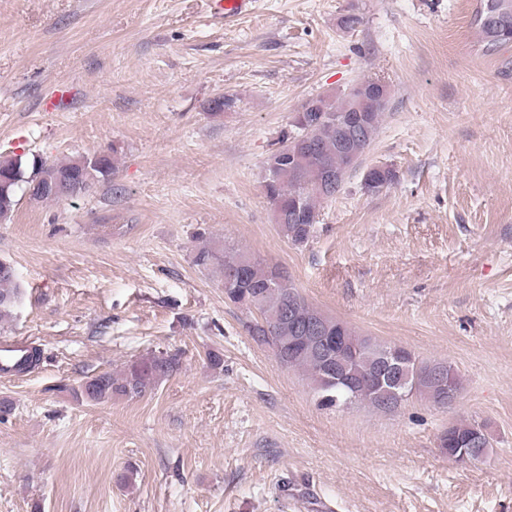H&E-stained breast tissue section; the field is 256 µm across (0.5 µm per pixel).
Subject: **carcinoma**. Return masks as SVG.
I'll return each mask as SVG.
<instances>
[{
	"label": "carcinoma",
	"instance_id": "cac0c4a2",
	"mask_svg": "<svg viewBox=\"0 0 512 512\" xmlns=\"http://www.w3.org/2000/svg\"><path fill=\"white\" fill-rule=\"evenodd\" d=\"M472 25L483 54L496 55L512 47V0H480ZM375 83V79L358 81L333 102L321 96L307 100L294 117L297 135L284 137L282 146L267 157L263 191L271 205L274 223L291 244L308 243L319 223L322 204L342 189L340 184L330 191L321 189L318 182L324 171L329 169L349 177L372 144L387 110V97L371 96L363 101L366 121L355 142L359 158L354 161L337 150L343 133L342 118L352 108L354 91ZM305 135L316 145L317 152L303 154L294 162L283 155V150ZM115 173V161L106 154L95 161L81 157L58 163L23 155L1 158L0 219L10 217L17 205V189L23 184L28 185L31 196L36 199L60 201L71 197V186L63 180L69 178L80 184V192L84 193ZM199 236L204 238V243L195 252L193 264L219 274L225 300L251 314L257 313L258 318L247 324L249 335L261 344L279 349L281 364L304 373L319 406L330 408L361 402L383 412L400 407L396 402H387L384 390L371 378L376 351L388 344L361 335L349 323L310 304L277 267L262 263L239 247H230L219 238H206L202 232ZM242 260L245 265L241 277L230 279V266ZM17 295L15 271L10 264L0 261V322L11 315ZM313 321L320 322L324 335L339 337L342 350L351 355L349 366L339 381L320 361L317 338L294 329L296 325ZM39 360V350L32 347L12 371L27 372L35 368ZM180 367V353L160 352L127 363L118 374L107 371L86 378L74 390V397L79 402L98 404L114 398H140L176 374ZM473 427L474 423L460 419L440 435L439 447L448 458H454L465 447Z\"/></svg>",
	"mask_w": 512,
	"mask_h": 512
}]
</instances>
